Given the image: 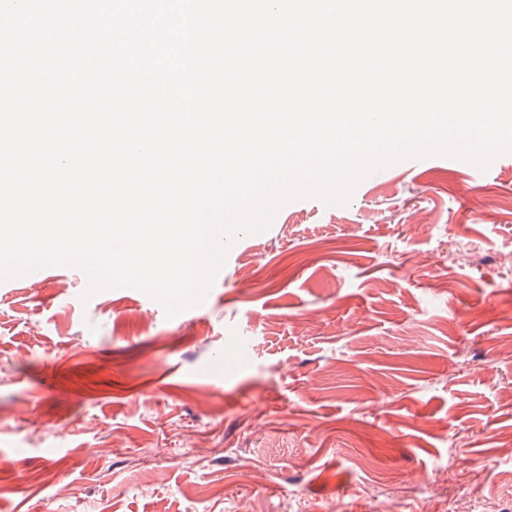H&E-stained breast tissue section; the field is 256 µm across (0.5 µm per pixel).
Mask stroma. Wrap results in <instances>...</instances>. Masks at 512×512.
<instances>
[{
    "label": "stroma",
    "instance_id": "obj_1",
    "mask_svg": "<svg viewBox=\"0 0 512 512\" xmlns=\"http://www.w3.org/2000/svg\"><path fill=\"white\" fill-rule=\"evenodd\" d=\"M511 255L512 154L435 156L286 204L172 318L0 282V512H512Z\"/></svg>",
    "mask_w": 512,
    "mask_h": 512
}]
</instances>
